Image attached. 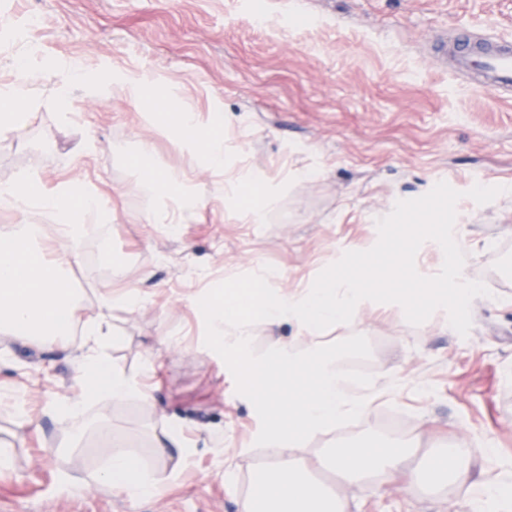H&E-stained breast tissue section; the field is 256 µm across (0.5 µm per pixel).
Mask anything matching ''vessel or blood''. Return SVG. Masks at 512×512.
<instances>
[{
	"mask_svg": "<svg viewBox=\"0 0 512 512\" xmlns=\"http://www.w3.org/2000/svg\"><path fill=\"white\" fill-rule=\"evenodd\" d=\"M436 57L453 72L474 75L477 83L504 97L512 96V41L488 34L476 26L457 29L454 38H438Z\"/></svg>",
	"mask_w": 512,
	"mask_h": 512,
	"instance_id": "1",
	"label": "vessel or blood"
}]
</instances>
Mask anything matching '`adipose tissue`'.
<instances>
[{
    "label": "adipose tissue",
    "mask_w": 512,
    "mask_h": 512,
    "mask_svg": "<svg viewBox=\"0 0 512 512\" xmlns=\"http://www.w3.org/2000/svg\"><path fill=\"white\" fill-rule=\"evenodd\" d=\"M170 128L204 163L222 173L219 186L225 199L237 198L242 185L253 181L248 171L225 175L224 137L210 131L196 111L174 113ZM28 202L54 212L62 226V238L56 245L41 249L24 238L0 237V332L42 344L63 345L69 340L71 328L80 326L82 352L77 369L81 394L49 406V413L77 420L95 405L131 398L149 400L150 389L141 376L125 373L110 362L111 301H103L94 318L79 321L78 307L61 278L62 271L76 262L84 237L95 232L100 216L111 213L109 200L100 195H82L66 182L46 190L37 172L0 190L1 204L15 207ZM474 453L488 457L492 450L484 443L474 450L442 446L430 453L420 470L410 472L405 466L408 451L404 448H327L318 457V468L348 483L381 486L407 473L436 487ZM503 469L496 484L477 485L476 496L465 500L463 512H512V462H505ZM97 481L133 498L150 496L160 489L139 461L126 452L113 453Z\"/></svg>",
    "instance_id": "1"
}]
</instances>
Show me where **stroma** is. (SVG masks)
<instances>
[{"label": "stroma", "mask_w": 512, "mask_h": 512, "mask_svg": "<svg viewBox=\"0 0 512 512\" xmlns=\"http://www.w3.org/2000/svg\"><path fill=\"white\" fill-rule=\"evenodd\" d=\"M256 25L249 0H0V17L40 19L0 56V85L17 82L33 105L27 124L0 141V184L40 170L46 187L71 182L113 200L111 223L86 238L68 272L78 314L115 306L111 362L132 373L154 367L151 401L127 400L87 412L83 428L46 406L79 392L77 338L43 347L0 333V394L25 400L29 423L0 405V439L10 464L0 469V512H241L251 474L266 455L255 445L260 420L236 391L223 359L204 343L197 302L222 281L271 268L272 288L289 294L349 250L377 241L374 216L427 193L437 182L462 192L457 203L463 275L485 283L471 305L473 325L459 336L437 317L414 326L391 304L367 303L357 327L337 324L312 336L294 326L257 325L255 344L288 337L297 350L359 333L372 347L368 409L356 423L298 449L315 462L321 449L382 437L417 454L443 441L488 442L495 460L468 458L464 472L437 490L414 481L374 489L338 483L351 512H461L475 483L499 479L512 460V195L486 205L465 193L473 182L512 187V99L476 88L436 64L435 35L461 24L512 39V0H261ZM38 44L42 60L16 70ZM89 73L71 89V119L54 106L56 62ZM175 87L181 106L201 118L221 113L230 167L252 170L274 188L262 219H242L215 191L199 163L145 101L129 98L125 77ZM191 171L197 207L176 224L144 185L142 171ZM34 226L58 237L51 214L0 207V234ZM409 414L401 430L378 410ZM182 429L190 456L179 472L161 463L153 434ZM112 427L161 483L132 499L98 482L112 448L96 428ZM75 479L61 486V474Z\"/></svg>", "instance_id": "stroma-1"}]
</instances>
